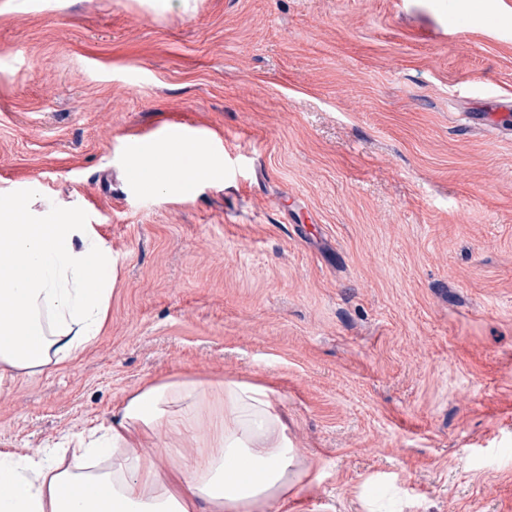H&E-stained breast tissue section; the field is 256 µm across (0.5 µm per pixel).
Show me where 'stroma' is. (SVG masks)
I'll use <instances>...</instances> for the list:
<instances>
[{"mask_svg": "<svg viewBox=\"0 0 512 512\" xmlns=\"http://www.w3.org/2000/svg\"><path fill=\"white\" fill-rule=\"evenodd\" d=\"M512 0H0V194L77 208L116 279L75 361L0 389L42 456L148 378L275 390L267 512H512ZM223 174L127 179L173 129Z\"/></svg>", "mask_w": 512, "mask_h": 512, "instance_id": "obj_1", "label": "stroma"}]
</instances>
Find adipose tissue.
<instances>
[{"label":"adipose tissue","mask_w":512,"mask_h":512,"mask_svg":"<svg viewBox=\"0 0 512 512\" xmlns=\"http://www.w3.org/2000/svg\"><path fill=\"white\" fill-rule=\"evenodd\" d=\"M218 164L170 139L141 149L129 172L146 191L183 193ZM32 196H0V384L76 359L107 316L115 261L75 210L38 211ZM272 389L191 377L147 380L113 407L102 434L76 435L74 459L111 456L108 467H63L49 455L0 452V512H265L295 487L296 455ZM204 435L206 446L162 474L138 447L148 435Z\"/></svg>","instance_id":"obj_1"}]
</instances>
